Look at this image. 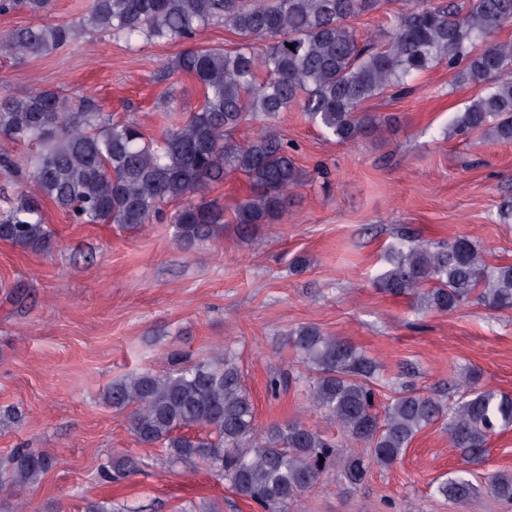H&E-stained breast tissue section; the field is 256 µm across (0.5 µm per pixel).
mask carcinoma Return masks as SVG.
Returning <instances> with one entry per match:
<instances>
[{"instance_id":"carcinoma-1","label":"carcinoma","mask_w":512,"mask_h":512,"mask_svg":"<svg viewBox=\"0 0 512 512\" xmlns=\"http://www.w3.org/2000/svg\"><path fill=\"white\" fill-rule=\"evenodd\" d=\"M389 0H89L70 22L51 20L52 0H0V14L26 10L34 25L0 34V57L24 61L48 55L84 33H102L131 45L191 41L202 27L224 26L240 37L232 50L185 48L156 80L187 75L199 86L200 106L150 137L134 120L114 119L91 98L53 89L0 90V167L19 190L0 209V241L23 250L54 244L42 201L48 199L78 224L139 229L154 219L174 228L188 250L216 240L224 229V203L206 192L231 173L247 178V195L231 223L243 237L262 224L288 218L303 170L272 122L299 109L329 139L340 143L379 136L391 115L363 111L394 90L409 91L417 73L435 66L453 72L456 85L482 84L479 95L448 125L450 138L479 133L512 143V40L494 34L512 22V0H398L384 10L383 28L364 37L354 18ZM261 124L241 144L235 131ZM33 146L17 162L5 144ZM176 204L172 211L171 204ZM377 287L406 296L418 311L451 312L476 299L496 311L512 310V264L492 265L466 236L443 245L410 237L394 244ZM299 363L312 375L310 402L340 429L337 441L294 420L258 430L250 395L233 350L186 360L165 374L149 370L117 379L106 404L128 412L129 431L147 448L167 449L177 465L198 460L255 503L260 512H295L298 498L325 473L338 470L354 489L370 467H390L416 435L448 417V445L468 463L491 435L512 427V397L479 385L471 371L446 406L411 386L377 407L378 365L348 342L312 325L289 333ZM363 442L370 453L347 448ZM53 457L16 449L0 472V487L26 490L51 469ZM134 468L130 458L100 465L114 482ZM489 491L512 501V472L489 479ZM444 498L466 502L479 487L463 475L438 483Z\"/></svg>"}]
</instances>
